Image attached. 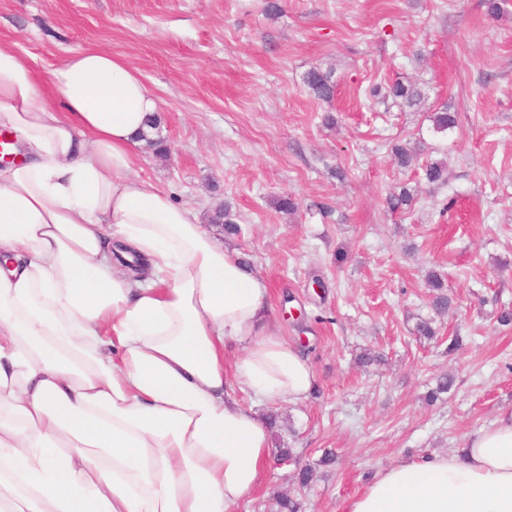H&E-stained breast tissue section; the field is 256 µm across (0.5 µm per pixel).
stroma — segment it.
<instances>
[{
  "instance_id": "1",
  "label": "stroma",
  "mask_w": 512,
  "mask_h": 512,
  "mask_svg": "<svg viewBox=\"0 0 512 512\" xmlns=\"http://www.w3.org/2000/svg\"><path fill=\"white\" fill-rule=\"evenodd\" d=\"M278 2L0 0V43L47 99L51 70L87 48L123 57L155 94L170 151L137 149L134 175L203 218L230 205L241 234L212 232L267 280L271 325L316 377L302 405H257L276 418L273 460L239 512H281L284 496L342 512L376 472L454 451L512 406V325L498 322L512 307V0L497 18L484 0ZM314 66L335 71L331 102L303 82ZM407 80L425 111L371 108L372 85ZM442 106L458 117L446 136L426 114ZM397 140L420 147L409 168ZM443 144L448 182L432 187L422 167ZM399 184L414 201L393 211ZM286 194L291 215L274 205ZM431 270L448 314L430 305ZM427 319L431 339L416 331ZM444 374L451 389L427 402Z\"/></svg>"
}]
</instances>
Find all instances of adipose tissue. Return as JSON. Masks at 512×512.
I'll use <instances>...</instances> for the list:
<instances>
[{
    "mask_svg": "<svg viewBox=\"0 0 512 512\" xmlns=\"http://www.w3.org/2000/svg\"><path fill=\"white\" fill-rule=\"evenodd\" d=\"M0 44V512H233L306 358L266 326V280L134 176L158 103L124 60L50 72ZM344 512H512V408L462 448L378 472Z\"/></svg>",
    "mask_w": 512,
    "mask_h": 512,
    "instance_id": "1",
    "label": "adipose tissue"
}]
</instances>
